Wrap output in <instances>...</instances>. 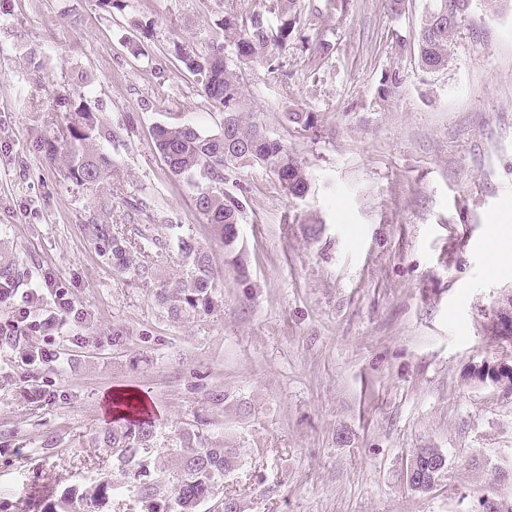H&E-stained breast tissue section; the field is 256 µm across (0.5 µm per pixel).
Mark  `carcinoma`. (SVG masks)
I'll return each mask as SVG.
<instances>
[{
	"instance_id": "carcinoma-1",
	"label": "carcinoma",
	"mask_w": 512,
	"mask_h": 512,
	"mask_svg": "<svg viewBox=\"0 0 512 512\" xmlns=\"http://www.w3.org/2000/svg\"><path fill=\"white\" fill-rule=\"evenodd\" d=\"M441 3L442 0H429L414 41L418 64L430 73L448 68L449 46L471 6V0H451L457 19L438 26L434 24L432 11ZM266 8L268 13L276 15V27H270L262 13L244 20L227 10L222 32L239 62L261 61L274 74L281 69V53L298 42L308 41L304 31L310 29L312 22L302 17L297 0H269ZM180 58L202 91L223 108L227 129L218 135H205L189 122L162 123L154 128V144L170 173L192 186L196 209L229 246L236 241L233 226L239 224L244 202L238 194L224 189V172L253 166L266 168L292 198L304 196L308 189L307 176L300 161L284 143L268 136L244 117L243 91L236 72L225 61L224 46L212 48L205 54L184 50ZM286 116L289 122L305 130L317 127L318 115L313 112L292 110ZM67 130L62 149L66 154L68 178L87 187L106 182L115 161L101 145L114 140L116 131L110 129L98 113L82 109L72 113ZM236 133L248 140L249 147L229 155L224 151V140ZM91 229L108 248L118 270L138 280L154 278L155 268L134 260L131 252L167 246V240L155 233L156 224L139 231V244L132 243L124 231L112 224H93ZM176 245L187 262L185 273L178 286L164 290L160 298L175 317L187 313L206 314L215 306L218 288L210 258L190 236L178 237ZM21 278L19 266L6 260L0 262V284L16 288ZM123 405L126 411L114 421L112 430L104 434L103 440L115 449L112 468L126 480V490L132 493L137 512H196L200 503L215 495L224 475L238 467L236 449L210 448L199 440V435L187 432L184 435L186 449L180 453L177 484L168 487V455L161 450L145 452L153 447L155 425L133 403V398H125ZM36 494L39 512H79L81 509L108 512L110 501L120 495V491L112 482L100 477L79 494L72 491L57 499L48 490H38Z\"/></svg>"
}]
</instances>
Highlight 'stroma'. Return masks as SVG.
I'll return each instance as SVG.
<instances>
[{
  "label": "stroma",
  "instance_id": "obj_1",
  "mask_svg": "<svg viewBox=\"0 0 512 512\" xmlns=\"http://www.w3.org/2000/svg\"><path fill=\"white\" fill-rule=\"evenodd\" d=\"M266 4L0 0V255L24 271L20 290L51 278L85 312L53 342L0 341V512H34L33 488L59 495L111 472V449L93 441L117 394L147 404L158 447L189 431L237 449L238 469L197 512L227 496L245 512H478L512 492L495 475L512 460V393L473 376L501 354L483 323L512 289V270L486 263L489 224L512 238V0H472L435 73L409 48L426 0L398 14L389 0H349L343 13L301 0L320 8L329 54L288 50L275 74L227 54L250 119L293 149L309 182L292 198L262 167L233 173L245 209L228 246L152 128L176 116L221 132L222 109L178 51L211 46L225 9L246 19ZM81 104L119 131L95 191L42 148L62 144ZM292 108L317 113V128H296ZM155 214L208 254L212 312L174 319L159 302L185 271L175 244L149 251L157 278L134 280L91 231ZM45 346L57 363L26 364L23 350ZM419 448L447 455L425 493L407 481Z\"/></svg>",
  "mask_w": 512,
  "mask_h": 512
}]
</instances>
